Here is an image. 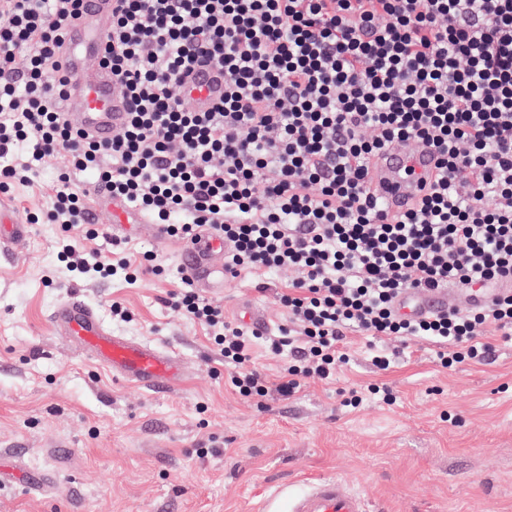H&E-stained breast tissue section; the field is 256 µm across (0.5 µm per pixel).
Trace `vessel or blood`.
Segmentation results:
<instances>
[{"label": "vessel or blood", "mask_w": 512, "mask_h": 512, "mask_svg": "<svg viewBox=\"0 0 512 512\" xmlns=\"http://www.w3.org/2000/svg\"><path fill=\"white\" fill-rule=\"evenodd\" d=\"M112 0H84L69 24L59 48L68 75L64 118L94 141L111 142L125 127L129 100L117 89L105 68L89 69V60L102 55L112 27ZM181 97L196 112H208L224 99V70L212 62L195 63L181 83ZM435 151L411 140L391 145L372 171V189L388 209L402 211L413 205L422 189L437 174ZM92 214L106 217L113 232L150 228L154 237L166 239V228L151 223L140 208L113 198L102 184H94ZM26 225L0 199V244L21 238ZM224 238L207 230L184 242L180 257L186 276L198 288H218L224 283ZM456 289L429 293L404 292L397 307L401 314L418 316L452 308ZM50 324L73 347L111 371L113 377L154 391H166L182 378L179 358L157 345L112 333L95 310L77 296L57 304ZM290 512H369L361 494L346 490L334 475L319 477L291 501Z\"/></svg>", "instance_id": "obj_1"}]
</instances>
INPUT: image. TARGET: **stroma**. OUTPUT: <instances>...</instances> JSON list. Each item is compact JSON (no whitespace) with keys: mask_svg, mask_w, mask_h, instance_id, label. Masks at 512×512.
<instances>
[{"mask_svg":"<svg viewBox=\"0 0 512 512\" xmlns=\"http://www.w3.org/2000/svg\"><path fill=\"white\" fill-rule=\"evenodd\" d=\"M67 153L6 195L30 226L0 250V450L16 467H48V492L0 488V512H289L310 477L334 474L370 512H512V341L479 325L472 348L440 363L434 345H398L350 331L349 361L332 381L305 378L289 397H243L200 323L170 306L181 287L182 241L126 234L133 265L159 274L91 281L57 257L45 212ZM291 273L225 277L207 298L241 321L252 303L267 336L288 326L277 298ZM81 296L114 333L159 345L183 364L165 393L114 379L50 327L54 307ZM122 302L128 315L110 311ZM492 352H485V344ZM393 352L388 370L372 363ZM368 387L363 402L346 391ZM21 456H13V449Z\"/></svg>","mask_w":512,"mask_h":512,"instance_id":"obj_1","label":"stroma"}]
</instances>
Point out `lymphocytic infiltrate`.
<instances>
[{"label": "lymphocytic infiltrate", "instance_id": "f902f5d3", "mask_svg": "<svg viewBox=\"0 0 512 512\" xmlns=\"http://www.w3.org/2000/svg\"><path fill=\"white\" fill-rule=\"evenodd\" d=\"M82 2L0 0L1 188L64 151L168 234L221 233L225 272H293L280 296L292 326L269 342L303 363L273 388L284 397L301 377L335 374L349 329L428 341L443 361L476 324L512 336V0H114L99 64L132 109L108 144L61 112L57 49ZM199 57L224 69L210 112L180 99ZM404 140L433 148L438 173L393 213L371 189L372 167ZM70 172L46 212L67 233L68 270L132 280L122 240L108 259L72 237L87 207ZM497 283L504 291L465 315L395 309L409 288ZM172 305L210 329L239 394L272 390L250 357L255 332L188 283Z\"/></svg>", "mask_w": 512, "mask_h": 512}]
</instances>
